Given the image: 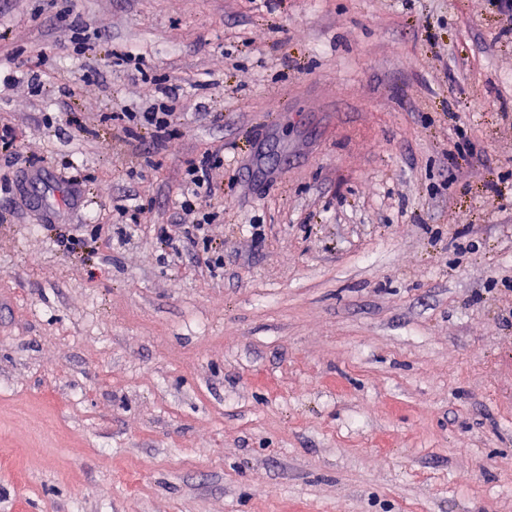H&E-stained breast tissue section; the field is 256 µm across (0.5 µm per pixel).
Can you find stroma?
Segmentation results:
<instances>
[{
  "label": "stroma",
  "instance_id": "35a3bbf8",
  "mask_svg": "<svg viewBox=\"0 0 512 512\" xmlns=\"http://www.w3.org/2000/svg\"><path fill=\"white\" fill-rule=\"evenodd\" d=\"M0 123V512H512L492 0H0ZM219 149L214 272L157 232ZM123 119L129 125L150 129L155 142L159 144L173 131L176 112L172 106L162 104L152 107L149 112H123Z\"/></svg>",
  "mask_w": 512,
  "mask_h": 512
}]
</instances>
